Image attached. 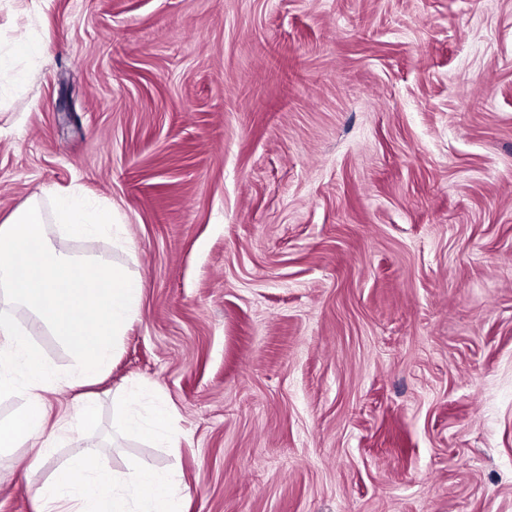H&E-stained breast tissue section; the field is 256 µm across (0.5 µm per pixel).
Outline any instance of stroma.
<instances>
[{
  "mask_svg": "<svg viewBox=\"0 0 512 512\" xmlns=\"http://www.w3.org/2000/svg\"><path fill=\"white\" fill-rule=\"evenodd\" d=\"M0 221L49 189L111 210L143 282L90 384L89 444L183 512H512V0H0ZM79 394L77 361L31 337ZM171 411L175 444L117 425ZM40 50V46L34 43H30L24 38H16L13 42V46L10 54L3 55L0 53V76L2 73H12L15 59L18 57H24L34 55Z\"/></svg>",
  "mask_w": 512,
  "mask_h": 512,
  "instance_id": "1",
  "label": "stroma"
}]
</instances>
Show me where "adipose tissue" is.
<instances>
[{
  "label": "adipose tissue",
  "instance_id": "adipose-tissue-1",
  "mask_svg": "<svg viewBox=\"0 0 512 512\" xmlns=\"http://www.w3.org/2000/svg\"><path fill=\"white\" fill-rule=\"evenodd\" d=\"M55 229L69 239L110 234L112 213L72 198L56 199L49 211L36 197L0 222V396L25 399L21 413L0 423V449L29 446L44 455L50 447L43 437L45 394L54 369L32 345L17 311L31 310L37 325L67 342L80 365V386L104 371L139 309L140 279L56 245ZM99 460V447L88 445L71 467L84 472L82 483H73L71 469H64L38 487L42 512H179L181 491L168 471L140 464L114 474Z\"/></svg>",
  "mask_w": 512,
  "mask_h": 512
}]
</instances>
